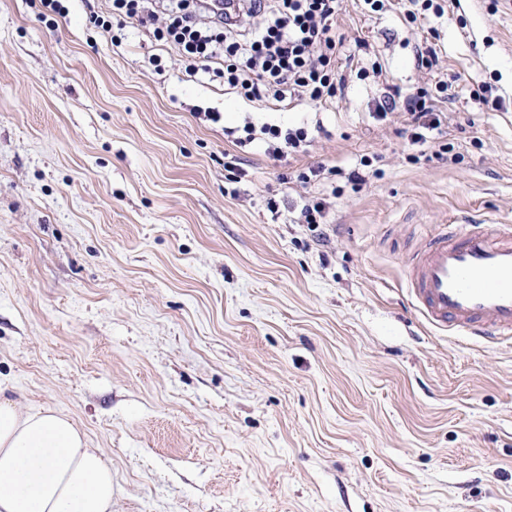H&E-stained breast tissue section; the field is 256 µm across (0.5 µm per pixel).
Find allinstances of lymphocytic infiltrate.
<instances>
[{
	"label": "lymphocytic infiltrate",
	"instance_id": "f902f5d3",
	"mask_svg": "<svg viewBox=\"0 0 512 512\" xmlns=\"http://www.w3.org/2000/svg\"><path fill=\"white\" fill-rule=\"evenodd\" d=\"M205 0H112L108 14H91L95 27L121 45V29L138 21L161 46L176 50L185 71L223 80L247 101L335 98L345 78L335 69V26L341 0H252L251 14L262 16L261 25L244 36L237 23L207 14ZM385 112L403 110L413 144H425L430 132L441 128L446 115L426 89L403 97L387 96ZM262 132L272 143V154L299 151L307 139L304 129L282 130L276 125L254 128L245 124L237 145L252 142Z\"/></svg>",
	"mask_w": 512,
	"mask_h": 512
}]
</instances>
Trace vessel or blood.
<instances>
[{"label":"vessel or blood","mask_w":512,"mask_h":512,"mask_svg":"<svg viewBox=\"0 0 512 512\" xmlns=\"http://www.w3.org/2000/svg\"><path fill=\"white\" fill-rule=\"evenodd\" d=\"M408 289L431 325L495 338L512 333V226L441 230L416 252Z\"/></svg>","instance_id":"1"}]
</instances>
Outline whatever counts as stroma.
Wrapping results in <instances>:
<instances>
[{
    "label": "stroma",
    "mask_w": 512,
    "mask_h": 512,
    "mask_svg": "<svg viewBox=\"0 0 512 512\" xmlns=\"http://www.w3.org/2000/svg\"><path fill=\"white\" fill-rule=\"evenodd\" d=\"M392 2L343 0L335 99L258 105L138 25L113 46L110 0H0V398L85 431L112 512H512V337L433 329L406 283L441 225H512V0ZM441 79L427 144L377 118ZM248 122L306 146L237 148ZM260 131L266 136V139L272 143V155L276 157H283L285 153L288 154L290 150L293 152L299 151L303 143L306 142L308 135L302 128L292 131L287 129L283 134L279 126L268 124L262 126Z\"/></svg>",
    "instance_id": "35a3bbf8"
}]
</instances>
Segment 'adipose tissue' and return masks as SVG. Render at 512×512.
Here are the masks:
<instances>
[{"label":"adipose tissue","mask_w":512,"mask_h":512,"mask_svg":"<svg viewBox=\"0 0 512 512\" xmlns=\"http://www.w3.org/2000/svg\"><path fill=\"white\" fill-rule=\"evenodd\" d=\"M0 512H112V468L69 416L0 399Z\"/></svg>","instance_id":"adipose-tissue-1"}]
</instances>
